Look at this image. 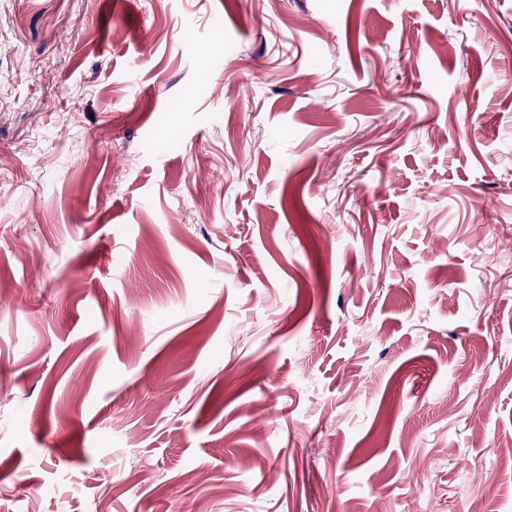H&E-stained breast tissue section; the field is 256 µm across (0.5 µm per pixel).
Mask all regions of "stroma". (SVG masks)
Returning <instances> with one entry per match:
<instances>
[{
    "label": "stroma",
    "instance_id": "1",
    "mask_svg": "<svg viewBox=\"0 0 512 512\" xmlns=\"http://www.w3.org/2000/svg\"><path fill=\"white\" fill-rule=\"evenodd\" d=\"M512 0H0V512H512Z\"/></svg>",
    "mask_w": 512,
    "mask_h": 512
}]
</instances>
